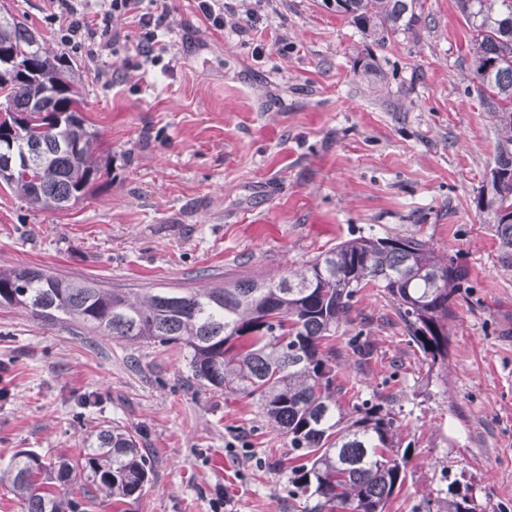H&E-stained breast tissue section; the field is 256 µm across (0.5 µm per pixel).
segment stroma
Here are the masks:
<instances>
[{"label": "stroma", "mask_w": 512, "mask_h": 512, "mask_svg": "<svg viewBox=\"0 0 512 512\" xmlns=\"http://www.w3.org/2000/svg\"><path fill=\"white\" fill-rule=\"evenodd\" d=\"M0 1L79 71L113 157L111 180L63 211L0 182V267L206 288L287 275L360 235L428 240L467 272L447 371L428 379L366 288L332 338L341 401L390 404L413 445L389 512H428L452 478L477 512H512V271L476 207L495 137L455 0H422L420 23L382 46L322 0H257L245 36L232 28L243 0H224L221 31L195 0H172L168 73L135 68L134 20L94 61L62 41L48 0ZM359 332L376 346L363 369L346 347ZM104 425L139 434L153 477L139 501L95 512H304L288 496L287 440L249 400L194 385L178 348L0 308V468L20 450L74 459Z\"/></svg>", "instance_id": "obj_1"}]
</instances>
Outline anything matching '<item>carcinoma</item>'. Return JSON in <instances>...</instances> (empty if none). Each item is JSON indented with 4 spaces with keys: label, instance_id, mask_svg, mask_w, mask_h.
<instances>
[{
    "label": "carcinoma",
    "instance_id": "cac0c4a2",
    "mask_svg": "<svg viewBox=\"0 0 512 512\" xmlns=\"http://www.w3.org/2000/svg\"><path fill=\"white\" fill-rule=\"evenodd\" d=\"M420 0H339L336 12L384 44L420 22ZM473 31L472 80L491 114L495 154L477 195L494 216L502 267L512 270V0H457ZM0 147L17 159L7 186L30 207L55 212L108 179L112 156L84 116L79 73L61 64L36 32L0 11ZM465 270L416 236H360L298 270L219 288H151L138 293L75 282L31 267L0 270V307L52 323L61 317L133 343L176 345L204 389L248 398L288 437V494L307 512H388L405 482L409 448L397 440L394 411L364 399L340 402L336 348L358 294L376 288L428 364L448 366V327ZM359 363L373 356L363 333L349 338ZM152 474L132 432L103 427L75 460L54 465L20 450L8 481L23 512H89L99 497L136 501ZM448 512H476L453 481Z\"/></svg>",
    "mask_w": 512,
    "mask_h": 512
}]
</instances>
